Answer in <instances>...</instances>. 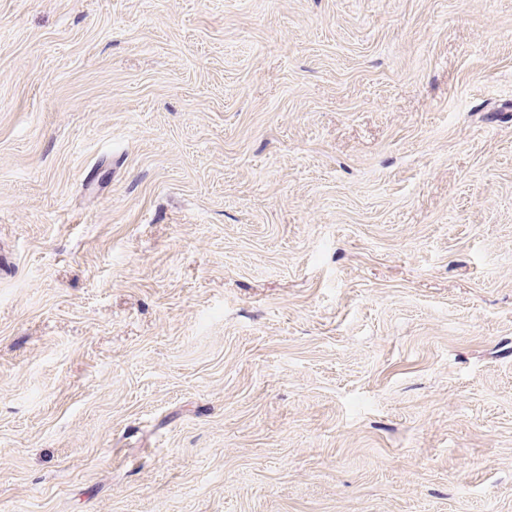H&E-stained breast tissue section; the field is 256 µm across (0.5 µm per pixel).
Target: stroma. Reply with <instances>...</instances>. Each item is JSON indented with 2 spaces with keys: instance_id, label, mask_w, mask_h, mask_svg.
<instances>
[{
  "instance_id": "obj_1",
  "label": "stroma",
  "mask_w": 512,
  "mask_h": 512,
  "mask_svg": "<svg viewBox=\"0 0 512 512\" xmlns=\"http://www.w3.org/2000/svg\"><path fill=\"white\" fill-rule=\"evenodd\" d=\"M0 512H512V0H0Z\"/></svg>"
}]
</instances>
